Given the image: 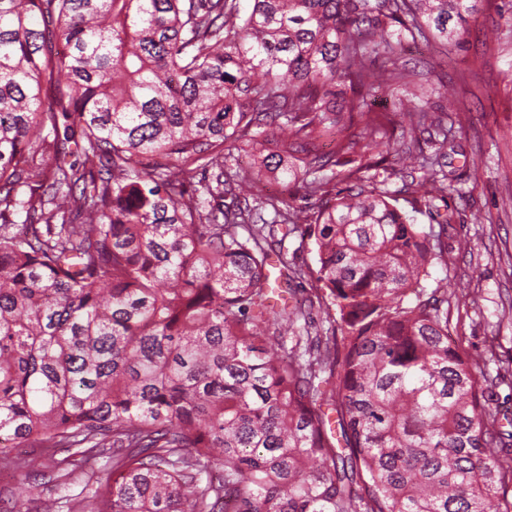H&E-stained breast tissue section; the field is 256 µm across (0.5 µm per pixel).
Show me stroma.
I'll use <instances>...</instances> for the list:
<instances>
[{"mask_svg":"<svg viewBox=\"0 0 512 512\" xmlns=\"http://www.w3.org/2000/svg\"><path fill=\"white\" fill-rule=\"evenodd\" d=\"M459 42L410 49L403 58L422 84L457 86L455 98L438 91L431 106L465 110L470 122L452 129L448 178L455 190L425 205L415 200L408 170L387 189L414 223L435 226V212H453L443 240L447 252L429 269L426 285L448 301V331L459 348L480 360L493 384L486 394L504 432H512V0H481ZM497 29L500 40L487 44Z\"/></svg>","mask_w":512,"mask_h":512,"instance_id":"obj_1","label":"stroma"}]
</instances>
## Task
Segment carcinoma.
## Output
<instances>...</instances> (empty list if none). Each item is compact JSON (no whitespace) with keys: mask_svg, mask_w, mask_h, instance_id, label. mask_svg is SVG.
I'll list each match as a JSON object with an SVG mask.
<instances>
[{"mask_svg":"<svg viewBox=\"0 0 512 512\" xmlns=\"http://www.w3.org/2000/svg\"><path fill=\"white\" fill-rule=\"evenodd\" d=\"M249 2L0 0V470L55 484L39 512H512L489 378L424 285L444 241L378 162L329 193L319 151L399 144L448 196V140L413 154L448 113L366 101L480 0ZM269 176L319 209L244 194ZM297 232L291 303L269 268ZM274 258L276 263H274V267L271 269L273 278H277L278 281H283L284 278L288 276V284L290 285L288 288H296L300 296L303 293L306 294L311 288L310 281L301 282L294 279L289 282V278L292 275L291 271L294 267L306 264L315 268L316 254L311 240L305 237L302 238L298 233L288 236L283 248V260L286 263H280L277 261L276 257Z\"/></svg>","mask_w":512,"mask_h":512,"instance_id":"obj_1","label":"carcinoma"}]
</instances>
